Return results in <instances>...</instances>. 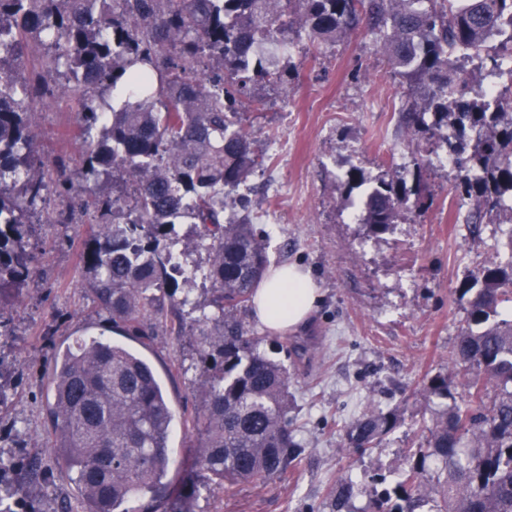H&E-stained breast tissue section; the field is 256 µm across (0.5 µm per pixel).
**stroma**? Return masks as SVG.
Segmentation results:
<instances>
[{
  "mask_svg": "<svg viewBox=\"0 0 512 512\" xmlns=\"http://www.w3.org/2000/svg\"><path fill=\"white\" fill-rule=\"evenodd\" d=\"M288 90H264L265 105L247 112L253 148L267 158L249 178L251 212L268 242L272 262L309 271L320 288L303 330L286 332L267 347L293 376L289 417L304 445L296 466L261 487L234 494L201 491L194 512H324L330 487L346 476L394 480L410 449L422 447L428 407L423 382L446 370L448 351L465 323L460 283L478 265L499 260L512 226L468 218L473 200L457 186L456 170L438 163L442 149L413 135L402 119L409 93L387 66L373 36L360 31L336 44L310 47L295 39ZM38 158L47 174L42 208L62 203L60 176L74 181L81 167L77 110L38 104L33 115ZM391 173L408 187H427L422 209L375 236L353 220L343 203L347 172ZM87 220L34 221L29 240L35 272L22 295L0 316V452L39 458L50 481L13 475L21 512H59L77 506L80 491L46 451L51 422L49 376L57 352L79 336H100L145 357L175 412L165 490L131 498L128 512H171L175 494L193 470L195 419L204 376L199 348L180 330L190 307L172 310L152 335L127 336L112 327L86 288L79 256L89 236ZM398 409L402 422L376 448L356 453L346 431L369 406Z\"/></svg>",
  "mask_w": 512,
  "mask_h": 512,
  "instance_id": "1",
  "label": "stroma"
}]
</instances>
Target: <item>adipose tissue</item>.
I'll use <instances>...</instances> for the list:
<instances>
[{
    "instance_id": "1",
    "label": "adipose tissue",
    "mask_w": 512,
    "mask_h": 512,
    "mask_svg": "<svg viewBox=\"0 0 512 512\" xmlns=\"http://www.w3.org/2000/svg\"><path fill=\"white\" fill-rule=\"evenodd\" d=\"M319 290L310 273L288 266L267 274L256 290L254 316L266 332L299 330L314 312Z\"/></svg>"
}]
</instances>
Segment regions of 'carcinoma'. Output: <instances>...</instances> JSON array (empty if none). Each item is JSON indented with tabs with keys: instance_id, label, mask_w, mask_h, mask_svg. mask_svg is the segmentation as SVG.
Returning a JSON list of instances; mask_svg holds the SVG:
<instances>
[{
	"instance_id": "obj_1",
	"label": "carcinoma",
	"mask_w": 512,
	"mask_h": 512,
	"mask_svg": "<svg viewBox=\"0 0 512 512\" xmlns=\"http://www.w3.org/2000/svg\"><path fill=\"white\" fill-rule=\"evenodd\" d=\"M0 0V306L30 277L29 214L46 185L31 129L33 87L25 77L28 45L48 47L35 69L56 81L54 97L79 107L81 174L99 191L78 204L61 183L68 215L93 210L83 276L112 323L128 336H150L168 309L189 303L180 287L187 259L205 297L190 336L210 359L201 381L193 475L179 500L202 486L226 494L284 473L302 445L288 417L292 376L270 358L267 337L240 314L269 271L266 243L252 222L248 177L264 165L243 111L262 105L250 87L283 83L293 17L311 42L334 43L365 28L377 36L391 71L413 94L403 117L415 133L442 141L453 156L474 218L512 223V84L495 104L466 87L463 53L500 76L512 60V30L493 35L512 0ZM361 223L379 235L414 205L394 175L355 167ZM238 195L240 213L224 215ZM200 227L193 239L176 224ZM507 258L476 268L458 292L468 297L465 326L448 351V368L429 377L427 441L394 488L373 491L347 480L330 489L329 512H512V235ZM49 405V453L75 474L80 512H128L122 505L164 486L174 412L152 365L126 347L91 337L57 354ZM401 422L372 406L347 429L361 453ZM21 464L0 457V512H15L3 476Z\"/></svg>"
}]
</instances>
